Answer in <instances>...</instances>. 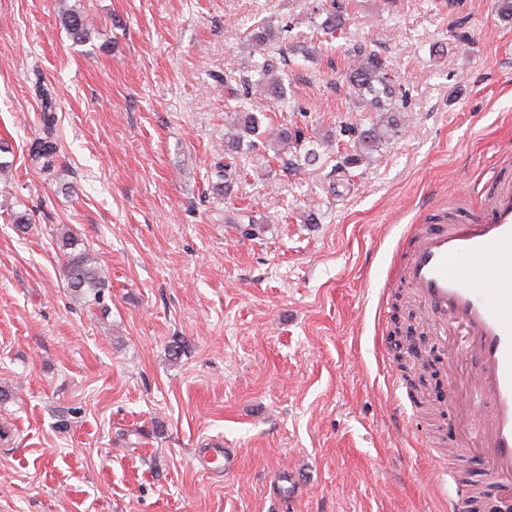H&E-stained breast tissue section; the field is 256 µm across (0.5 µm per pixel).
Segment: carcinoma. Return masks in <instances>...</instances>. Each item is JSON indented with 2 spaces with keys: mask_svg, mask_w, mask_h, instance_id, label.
Instances as JSON below:
<instances>
[{
  "mask_svg": "<svg viewBox=\"0 0 512 512\" xmlns=\"http://www.w3.org/2000/svg\"><path fill=\"white\" fill-rule=\"evenodd\" d=\"M314 9L324 16L321 22L323 31L332 34L343 29L344 15L336 7V0L325 4L319 2ZM62 23L74 42L85 44L90 41L93 24L85 14L66 9L62 12ZM248 35L252 46L258 49L262 62L256 66L258 78L255 80L249 76L224 75V89L235 101V106L231 108L229 129L225 133L227 149L224 156L211 165V175L215 177L217 184L225 187L239 176L238 154L245 149L254 150L265 142L264 132L261 131V118L251 107L253 89L261 87L268 96L276 100L278 106H288L283 79L277 75L281 65L286 63V50L279 46L278 31L269 24L256 25L248 31ZM345 78L361 104L380 113L376 124L359 134V149L363 152L374 151L379 144L401 136L405 131V122L400 114L386 104V101L394 97L395 84L380 55L366 44L354 46ZM52 123L51 117H44L46 134L36 139L31 149V159L42 171L51 170L58 162L57 143L52 138ZM270 143L276 147L278 154L288 148L296 151L302 149L305 160L313 162L317 159L315 149H308L302 144V135L297 130L281 129ZM65 272L71 287L78 291L90 288L96 296L100 295L101 288L108 282L102 266L85 250L68 254Z\"/></svg>",
  "mask_w": 512,
  "mask_h": 512,
  "instance_id": "obj_1",
  "label": "carcinoma"
}]
</instances>
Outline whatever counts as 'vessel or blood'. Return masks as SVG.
<instances>
[{"instance_id": "obj_1", "label": "vessel or blood", "mask_w": 512, "mask_h": 512, "mask_svg": "<svg viewBox=\"0 0 512 512\" xmlns=\"http://www.w3.org/2000/svg\"><path fill=\"white\" fill-rule=\"evenodd\" d=\"M400 273L436 331L477 342L490 423L484 433L491 482L512 480V188L501 187L467 221L422 228Z\"/></svg>"}]
</instances>
